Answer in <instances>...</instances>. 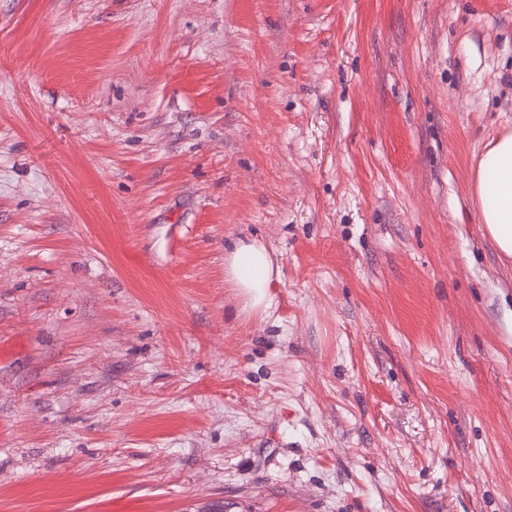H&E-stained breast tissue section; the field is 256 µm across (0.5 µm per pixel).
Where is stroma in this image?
Masks as SVG:
<instances>
[{"mask_svg": "<svg viewBox=\"0 0 512 512\" xmlns=\"http://www.w3.org/2000/svg\"><path fill=\"white\" fill-rule=\"evenodd\" d=\"M506 128L512 0H0V512H512ZM472 192L480 203V222L500 256L512 257V132L492 137L478 161ZM224 271L227 279L248 299L251 307L266 309L271 306L268 288L278 269L274 271L262 243L256 240L235 243L224 258Z\"/></svg>", "mask_w": 512, "mask_h": 512, "instance_id": "1", "label": "stroma"}]
</instances>
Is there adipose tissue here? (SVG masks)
<instances>
[{"instance_id": "1", "label": "adipose tissue", "mask_w": 512, "mask_h": 512, "mask_svg": "<svg viewBox=\"0 0 512 512\" xmlns=\"http://www.w3.org/2000/svg\"><path fill=\"white\" fill-rule=\"evenodd\" d=\"M472 191L480 203V221L503 259L512 258V132L492 137L478 161ZM233 287L253 308H269L274 267L265 246L255 240L235 243L224 259Z\"/></svg>"}]
</instances>
